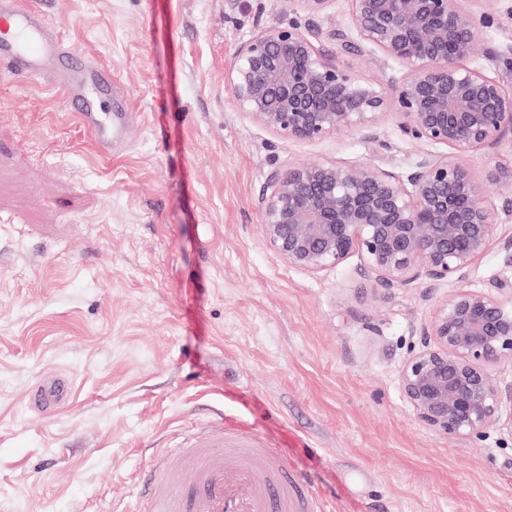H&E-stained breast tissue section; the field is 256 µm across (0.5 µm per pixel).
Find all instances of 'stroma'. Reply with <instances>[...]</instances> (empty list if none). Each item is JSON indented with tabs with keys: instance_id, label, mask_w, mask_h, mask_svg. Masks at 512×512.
<instances>
[{
	"instance_id": "1",
	"label": "stroma",
	"mask_w": 512,
	"mask_h": 512,
	"mask_svg": "<svg viewBox=\"0 0 512 512\" xmlns=\"http://www.w3.org/2000/svg\"><path fill=\"white\" fill-rule=\"evenodd\" d=\"M54 29L111 65L134 124L111 160L49 80L0 73V512H148L160 449L197 432L250 435L310 479L317 512H512V427L451 438L421 425L399 384L419 330L455 283L385 290L356 259L310 274L262 235L271 169L370 162L400 176L440 146L275 135L224 77L262 29L348 27L349 0L307 16L284 0H35ZM488 12L473 64L512 44V0ZM319 49L358 79L396 63ZM512 278V210L464 284ZM69 384L41 413L29 392Z\"/></svg>"
}]
</instances>
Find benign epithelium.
<instances>
[{
  "label": "benign epithelium",
  "mask_w": 512,
  "mask_h": 512,
  "mask_svg": "<svg viewBox=\"0 0 512 512\" xmlns=\"http://www.w3.org/2000/svg\"><path fill=\"white\" fill-rule=\"evenodd\" d=\"M350 2V28L327 39L345 52L378 53L405 74L363 82L316 48L321 31L290 21L238 47L225 80L241 111L278 136L316 141L348 130L371 138L393 104L404 136L446 153L422 158L405 178L372 163L276 168L258 197L262 234L283 262L310 274L355 256L381 288L459 282L494 238V188L512 184L511 165L480 179L458 161L512 136V86L469 64L491 18L460 0ZM504 360L512 361V281L462 287L421 328L400 387L426 428L479 435L512 412V383L494 376Z\"/></svg>",
  "instance_id": "obj_1"
}]
</instances>
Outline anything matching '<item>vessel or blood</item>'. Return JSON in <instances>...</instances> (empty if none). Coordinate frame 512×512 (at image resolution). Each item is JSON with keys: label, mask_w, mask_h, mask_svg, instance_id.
<instances>
[{"label": "vessel or blood", "mask_w": 512, "mask_h": 512, "mask_svg": "<svg viewBox=\"0 0 512 512\" xmlns=\"http://www.w3.org/2000/svg\"><path fill=\"white\" fill-rule=\"evenodd\" d=\"M0 68L25 79H47L61 88L98 153L111 157L127 132V114L99 112L93 98L120 99L111 66L55 34L48 15L32 0H0ZM67 385L50 378L38 385L30 405L46 411L62 402ZM301 476L267 448H228L198 435L188 448H174L150 472V512H313Z\"/></svg>", "instance_id": "1"}]
</instances>
